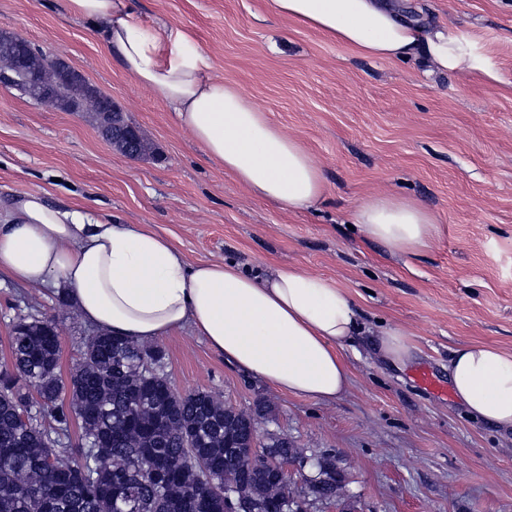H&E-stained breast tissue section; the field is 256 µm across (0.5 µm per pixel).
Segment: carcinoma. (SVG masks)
<instances>
[{"mask_svg": "<svg viewBox=\"0 0 512 512\" xmlns=\"http://www.w3.org/2000/svg\"><path fill=\"white\" fill-rule=\"evenodd\" d=\"M60 348L53 321L13 324L0 365V512H224L230 477L253 512H285L293 495L341 496L333 458L308 457L284 434L270 435L269 451L311 469L300 489L230 459L225 448L238 436L226 426L230 406L208 391L174 394L160 349L89 336L67 388Z\"/></svg>", "mask_w": 512, "mask_h": 512, "instance_id": "carcinoma-1", "label": "carcinoma"}]
</instances>
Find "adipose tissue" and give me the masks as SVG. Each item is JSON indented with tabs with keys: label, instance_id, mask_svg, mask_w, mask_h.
Returning <instances> with one entry per match:
<instances>
[{
	"label": "adipose tissue",
	"instance_id": "1",
	"mask_svg": "<svg viewBox=\"0 0 512 512\" xmlns=\"http://www.w3.org/2000/svg\"><path fill=\"white\" fill-rule=\"evenodd\" d=\"M96 25L122 69L176 112L210 160L257 198L315 207L326 181L301 142L239 86L217 76L183 31L135 22L126 0H61ZM276 15L359 56L421 60L497 82L495 58L473 33L409 18L393 0H271ZM361 234L388 252L418 254L436 216L396 195L362 200ZM26 285L66 287L83 316L138 343L192 325L225 361L281 392L331 401L349 384L342 351L362 329L360 309L336 281L295 265L251 273L228 260L188 264L147 225L114 224L62 210L29 191L0 208V273ZM448 380L473 418L512 433V350L482 342L454 349Z\"/></svg>",
	"mask_w": 512,
	"mask_h": 512
}]
</instances>
